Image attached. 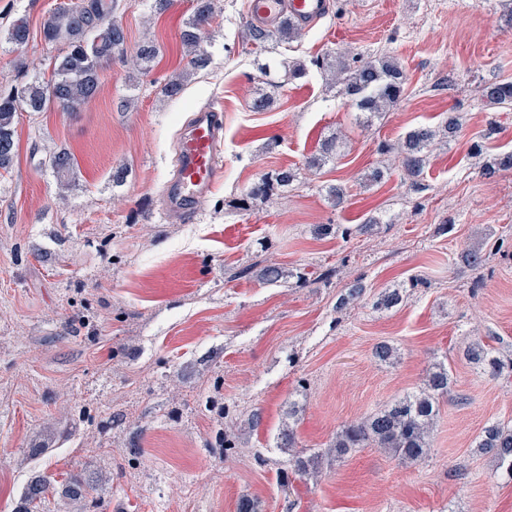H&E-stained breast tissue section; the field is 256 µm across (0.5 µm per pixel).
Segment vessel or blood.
Returning a JSON list of instances; mask_svg holds the SVG:
<instances>
[{
    "instance_id": "obj_1",
    "label": "vessel or blood",
    "mask_w": 512,
    "mask_h": 512,
    "mask_svg": "<svg viewBox=\"0 0 512 512\" xmlns=\"http://www.w3.org/2000/svg\"><path fill=\"white\" fill-rule=\"evenodd\" d=\"M331 0H247L250 25L272 29L283 21L300 28L314 26ZM224 115L212 105L201 106L183 129L176 146L173 174L162 197L165 215L186 220L197 214L223 176Z\"/></svg>"
}]
</instances>
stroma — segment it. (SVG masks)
Masks as SVG:
<instances>
[{"mask_svg": "<svg viewBox=\"0 0 512 512\" xmlns=\"http://www.w3.org/2000/svg\"><path fill=\"white\" fill-rule=\"evenodd\" d=\"M67 2L0 0V30L20 17L30 28L24 46L0 42V86L24 85L60 52L42 24ZM216 3L211 61L191 71L180 31L192 0L159 13L120 0L127 42L104 64L98 95L15 125L14 165L0 174V512H18L43 472L82 474L110 512H239L247 498L265 512H512V481L474 452L483 427L512 426V375L465 356L476 341L512 354V170L485 182L471 155L476 142L512 150V109L479 95L512 77V0H333L318 24L263 49L245 38V0ZM144 41L160 55L141 73L130 59ZM384 54L405 68L404 93L365 128L321 61ZM296 61L299 78L288 74ZM179 74L185 89L172 100L162 88ZM263 95L273 105L254 111ZM205 103L224 112V177L197 216L173 222L158 197L181 126ZM453 111L461 134L430 148L410 186L383 145ZM334 134L340 156L308 170ZM61 148L79 165L67 190L44 165ZM290 166L295 187L235 209L261 176ZM377 167L389 176L367 182ZM330 183L346 188L342 206L327 199ZM371 217L361 235H316ZM468 249L480 267L463 264ZM269 264L284 283L263 284ZM323 272L319 287L299 281ZM356 279L361 302L341 306ZM393 288L402 302L377 308ZM380 342L395 360L374 356ZM436 362L451 395L420 463L360 448L324 462L318 478L285 469L284 430L297 453L328 447L345 423L416 390Z\"/></svg>", "mask_w": 512, "mask_h": 512, "instance_id": "obj_1", "label": "stroma"}]
</instances>
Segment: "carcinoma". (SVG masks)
Wrapping results in <instances>:
<instances>
[{
  "label": "carcinoma",
  "instance_id": "obj_1",
  "mask_svg": "<svg viewBox=\"0 0 512 512\" xmlns=\"http://www.w3.org/2000/svg\"><path fill=\"white\" fill-rule=\"evenodd\" d=\"M117 0H79L71 7L61 8L44 20L42 29L48 43L64 42L67 50L53 57L48 71L22 87H0V170L9 171L15 156V118L20 112H45L52 107L74 111L95 98L100 90L103 64L124 50L126 33L114 19ZM215 0H196L193 15L181 32V43L187 50V66L204 68L209 57L203 48L204 33L211 25ZM298 29L290 23L276 30L262 31L247 28L249 40L259 47L273 40H291ZM11 45L28 42L29 29L24 19H18L4 32ZM158 55L152 43L142 44L136 51L134 65L140 70L151 68ZM330 81L362 112L363 123L369 125L386 110L399 103L406 84L402 65L392 56H381L351 65L338 62L330 71ZM480 96L491 106L512 107V80L500 79L480 87ZM463 126L462 117L450 112L440 125L418 126L407 131L397 144V157L403 178L416 187L423 176L428 149L437 141L455 138ZM337 142L324 141L317 153L307 158V168L321 169L336 156ZM45 165L56 176L60 186L69 187L75 181L77 161L68 151L49 155ZM512 169V151L491 156L480 166V177L492 182L499 173ZM297 180L292 169H281L254 184L237 199L236 206L246 210L257 200L270 198L274 191ZM376 223L372 218L366 224L344 227L340 224H322L318 234H339L344 238L360 234ZM468 361L493 375L512 372V358L504 359L496 350L481 343H473L466 350ZM451 392L448 367L435 363L427 371L423 385L416 391L395 397L385 408L354 420L343 426L336 440L325 454L293 457L294 467L303 476L319 474L324 457L340 458L356 448H381L401 463H416L428 451L429 438L439 414L440 399ZM475 452L490 456L512 479V426L493 422L484 427L475 441ZM96 488L79 474H70L63 481L51 475L34 477L25 489L22 512H44L48 495L60 494L71 500L82 499L98 512H106L102 501L94 496Z\"/></svg>",
  "mask_w": 512,
  "mask_h": 512
}]
</instances>
